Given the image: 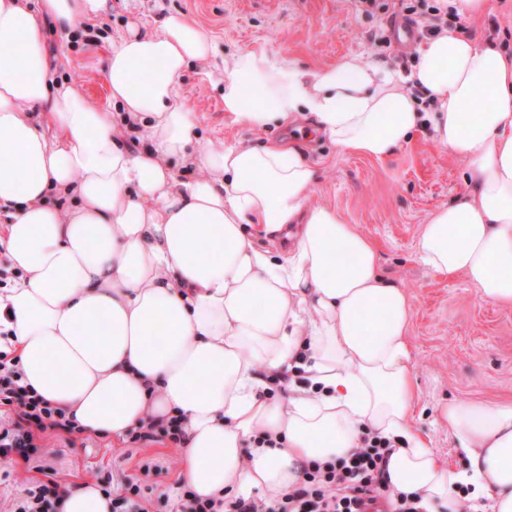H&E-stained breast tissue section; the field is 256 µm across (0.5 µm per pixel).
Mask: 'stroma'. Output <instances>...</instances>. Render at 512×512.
<instances>
[{
    "label": "stroma",
    "mask_w": 512,
    "mask_h": 512,
    "mask_svg": "<svg viewBox=\"0 0 512 512\" xmlns=\"http://www.w3.org/2000/svg\"><path fill=\"white\" fill-rule=\"evenodd\" d=\"M490 3L479 18L463 20L465 33L479 44L512 51V15H504L501 0ZM164 14L206 28L220 56L252 51L287 66L319 69L360 54L391 69L402 68V49L370 41L372 33L386 27V14H363L353 0H112L111 14L97 20L90 35L69 39L47 32L50 53L69 59L61 78L81 89L92 104H107L102 63L106 34L132 22L154 27ZM492 28L497 31L493 38L488 35ZM202 69L194 64L182 76L196 114L199 148L297 141L318 169L310 203L336 208L346 223L370 239L379 252L382 274L407 293L413 427L446 464L461 467L448 427L438 420L442 406L451 401L512 402V307L481 300L462 276L430 270L416 250L432 211L469 193L466 161L439 145L427 128L380 160L342 152L323 136H307L308 123L302 119L285 129L273 126L254 133L225 120L221 95L203 78ZM40 443L57 479L73 486L96 481L103 469L135 475L143 464H156L158 470L149 478L154 493L150 512H173L182 453L169 439L132 444L100 435L49 432Z\"/></svg>",
    "instance_id": "1"
}]
</instances>
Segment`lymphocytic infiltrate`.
Returning <instances> with one entry per match:
<instances>
[{
  "mask_svg": "<svg viewBox=\"0 0 512 512\" xmlns=\"http://www.w3.org/2000/svg\"><path fill=\"white\" fill-rule=\"evenodd\" d=\"M365 14L391 11L414 18L421 37L441 33L460 17L454 6L443 0H355ZM15 413L0 423V459L20 456L38 472L47 470L41 435L78 434L82 428L65 409L53 405L34 389L26 387L17 363L0 354V407ZM392 443L378 435H362L355 452L326 462L310 461L303 466V479L292 490L274 500L237 497L226 500L200 496L191 487L179 485L177 512H424L415 493L390 491L386 468ZM103 490L112 499V512H149L151 488L137 476L114 478L106 475ZM69 485L55 478L36 480L16 502L13 512H57Z\"/></svg>",
  "mask_w": 512,
  "mask_h": 512,
  "instance_id": "f902f5d3",
  "label": "lymphocytic infiltrate"
}]
</instances>
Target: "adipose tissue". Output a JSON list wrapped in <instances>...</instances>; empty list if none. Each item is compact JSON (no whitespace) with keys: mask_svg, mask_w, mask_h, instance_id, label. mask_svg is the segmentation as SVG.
Returning <instances> with one entry per match:
<instances>
[{"mask_svg":"<svg viewBox=\"0 0 512 512\" xmlns=\"http://www.w3.org/2000/svg\"><path fill=\"white\" fill-rule=\"evenodd\" d=\"M110 0H0V352L24 383L119 439L146 416L181 415V477L203 496L276 497L300 466L390 439L388 484L454 512L457 496L512 512V403L442 408L464 471L414 432L411 305L371 241L310 204L316 171L290 143L199 151L181 76L209 61L208 34L165 16L113 36L109 104L58 76L44 22L69 34ZM233 124L308 114L343 152L382 159L422 124L463 157L469 195L435 209L417 251L512 307V53L444 30L409 76L345 57L313 70L240 52L211 67ZM434 101L418 112L412 89ZM201 169L186 179L173 160ZM288 253L256 246L251 223ZM289 373L274 399L267 378ZM273 444H264L265 435Z\"/></svg>","mask_w":512,"mask_h":512,"instance_id":"obj_1","label":"adipose tissue"}]
</instances>
